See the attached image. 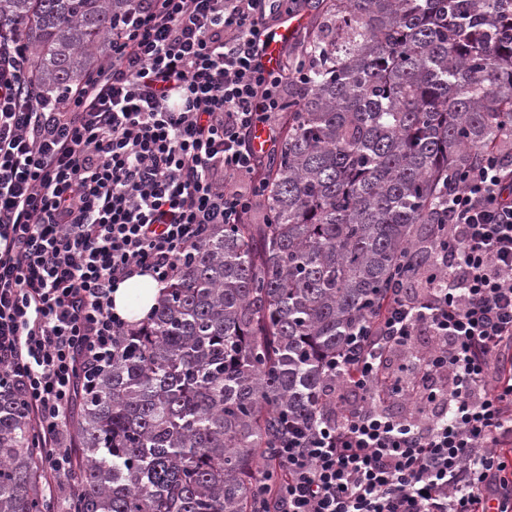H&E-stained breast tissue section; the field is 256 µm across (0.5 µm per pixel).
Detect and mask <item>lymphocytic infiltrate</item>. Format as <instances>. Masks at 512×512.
<instances>
[{"instance_id": "obj_1", "label": "lymphocytic infiltrate", "mask_w": 512, "mask_h": 512, "mask_svg": "<svg viewBox=\"0 0 512 512\" xmlns=\"http://www.w3.org/2000/svg\"><path fill=\"white\" fill-rule=\"evenodd\" d=\"M302 4L129 0L108 62L54 97L0 22V383L22 392L47 477L69 464L77 386H95L128 329L115 289L142 273L168 288L209 225L254 222L306 70L297 42L266 68L261 37ZM456 180L422 293L394 291L354 329L327 369L335 419L289 425L254 512L271 498L280 512H512V141ZM425 331L408 384L380 375L384 351ZM401 392L420 423L377 409Z\"/></svg>"}]
</instances>
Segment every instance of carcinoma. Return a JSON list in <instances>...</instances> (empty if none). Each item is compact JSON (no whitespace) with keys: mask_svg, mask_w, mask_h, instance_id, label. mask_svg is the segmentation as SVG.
Here are the masks:
<instances>
[{"mask_svg":"<svg viewBox=\"0 0 512 512\" xmlns=\"http://www.w3.org/2000/svg\"><path fill=\"white\" fill-rule=\"evenodd\" d=\"M128 0H0L44 92L80 80ZM261 224H213L79 394L67 512H250L288 422L336 414L325 365L401 272L435 263L448 174L512 128V0H305ZM0 388V512H51L41 436Z\"/></svg>","mask_w":512,"mask_h":512,"instance_id":"carcinoma-1","label":"carcinoma"}]
</instances>
